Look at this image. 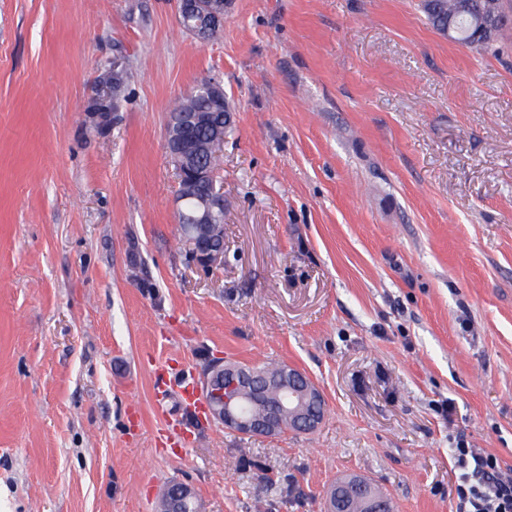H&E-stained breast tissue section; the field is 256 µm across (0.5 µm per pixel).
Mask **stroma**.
<instances>
[{
    "label": "stroma",
    "mask_w": 512,
    "mask_h": 512,
    "mask_svg": "<svg viewBox=\"0 0 512 512\" xmlns=\"http://www.w3.org/2000/svg\"><path fill=\"white\" fill-rule=\"evenodd\" d=\"M208 80L234 109L211 270L165 144ZM218 357L305 372L323 421L200 418L178 386ZM461 441L512 468V28L475 49L421 0H227L203 41L177 0H0V512H154L173 482L324 512L353 473L456 512ZM182 238L189 259L198 266L209 269L224 263V247L222 245H205L189 230L183 231Z\"/></svg>",
    "instance_id": "1"
}]
</instances>
